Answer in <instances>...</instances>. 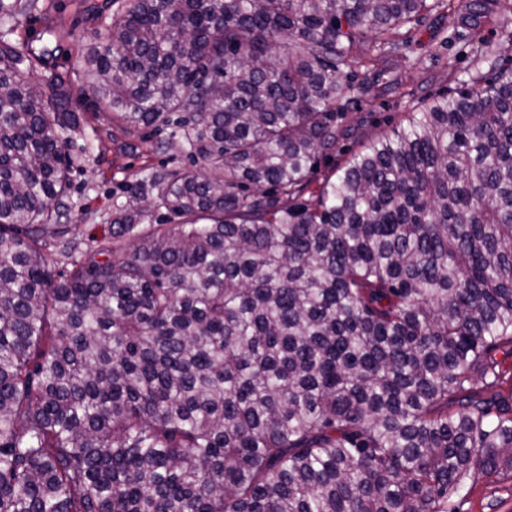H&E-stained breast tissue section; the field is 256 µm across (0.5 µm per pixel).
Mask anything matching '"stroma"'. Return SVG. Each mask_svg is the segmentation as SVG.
I'll return each mask as SVG.
<instances>
[{
  "label": "stroma",
  "mask_w": 512,
  "mask_h": 512,
  "mask_svg": "<svg viewBox=\"0 0 512 512\" xmlns=\"http://www.w3.org/2000/svg\"><path fill=\"white\" fill-rule=\"evenodd\" d=\"M107 2L30 0L28 10L12 23L13 39L49 50L35 77L61 72L73 87L82 131L67 147L74 162L70 232L87 247L97 246L107 235L116 213L134 193L142 191L152 173L191 164L181 147L179 130L127 129L86 86L83 56L103 30L105 16L100 8ZM34 24L39 30L54 26L63 36L51 42L39 39L30 30ZM462 31L460 23L438 17L420 27L410 48L393 61L378 86L349 105L347 120L358 125L357 136L336 154L318 158L311 190H318L323 179L358 150L361 140L399 127L407 112L427 97L462 86L470 73L488 71V64L475 61ZM448 512H512V476L466 480L459 494L449 500Z\"/></svg>",
  "instance_id": "stroma-1"
}]
</instances>
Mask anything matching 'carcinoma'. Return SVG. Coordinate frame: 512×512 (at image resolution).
Instances as JSON below:
<instances>
[{
  "label": "carcinoma",
  "instance_id": "cac0c4a2",
  "mask_svg": "<svg viewBox=\"0 0 512 512\" xmlns=\"http://www.w3.org/2000/svg\"><path fill=\"white\" fill-rule=\"evenodd\" d=\"M458 12L483 59L512 0H120L86 85L207 173H155L178 223L128 207L94 248L66 225L72 86L0 30V512H448L512 475V66L309 190L353 72Z\"/></svg>",
  "mask_w": 512,
  "mask_h": 512
}]
</instances>
